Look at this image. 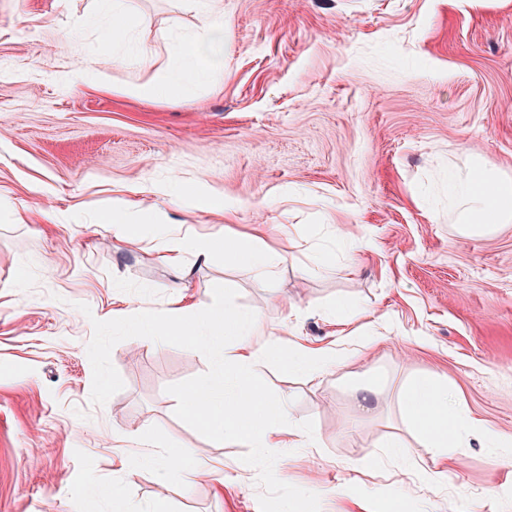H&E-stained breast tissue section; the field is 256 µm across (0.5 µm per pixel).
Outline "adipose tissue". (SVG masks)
Here are the masks:
<instances>
[{"label": "adipose tissue", "mask_w": 512, "mask_h": 512, "mask_svg": "<svg viewBox=\"0 0 512 512\" xmlns=\"http://www.w3.org/2000/svg\"><path fill=\"white\" fill-rule=\"evenodd\" d=\"M204 25L202 34L182 37L171 45L173 65L154 85L130 83L123 94L130 97L185 98L224 70L223 0H196ZM112 13L113 22L106 32V44L114 59L134 57L143 61L145 54L132 44L135 15L132 0H102ZM448 210L455 213L458 231L464 236L483 235L501 224L512 223V178L484 168L472 169L455 177L448 194ZM192 250L197 261L208 262L220 250L234 254L249 253L267 266L290 260L285 245L266 241L265 227L253 225L249 232L226 230L224 235L197 232H170L162 246V259L175 272L179 288L190 286L192 268L185 264V250ZM113 321L125 326L129 335L141 337L184 336L192 350H204L213 358L211 372L198 380L181 398L183 409L196 419L219 444L243 442L255 450V466L267 474L277 473L285 448L313 452L319 448L318 437L298 425L288 412L289 398H269L265 389L250 383L252 366L268 354L263 338L269 330L257 312L241 310L232 300L204 309L170 306L144 310L134 299L113 310ZM209 399L206 408H197L198 395ZM404 411L408 424L417 432L422 447L432 449L436 466L425 468L424 481L431 487L448 484V462L459 448L465 433L480 442L497 441V434L477 422L466 421L462 408L447 385L429 378L417 380L409 390ZM111 484L99 487L98 500L107 502L111 512H128L123 485L142 467H150L162 486L173 484L192 488L197 481L209 480L216 488L224 486V466L196 456L193 449L170 451L161 441L147 440L141 448H122Z\"/></svg>", "instance_id": "ef3b65f1"}]
</instances>
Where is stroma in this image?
<instances>
[{"label":"stroma","instance_id":"1","mask_svg":"<svg viewBox=\"0 0 512 512\" xmlns=\"http://www.w3.org/2000/svg\"><path fill=\"white\" fill-rule=\"evenodd\" d=\"M135 6L144 64L101 49L98 0H0V512H92L115 444L148 434L224 462L232 481L185 491L145 468L125 484L137 512H278L287 498L395 512L386 444L408 438L401 398L434 374L466 415L512 435V225L465 237L448 214V179L469 161L512 176V0H224V75L188 100L122 94L159 80L174 37L203 26L193 0ZM94 70L107 88L90 87ZM197 185L228 213L190 196ZM137 188L172 225L264 224L295 244L276 267L216 253L188 290L274 331L293 303L305 343L336 351L311 379L285 366L282 339L252 370L321 441L314 458L284 449L280 479L250 477L252 448L214 443L183 411L210 354L112 324L114 296L159 309L175 293L163 229L112 235V206ZM318 250L332 270L304 274ZM339 301L365 317L331 322ZM361 380L378 387L366 409ZM406 492L408 512H512V447L466 438L447 487Z\"/></svg>","mask_w":512,"mask_h":512}]
</instances>
